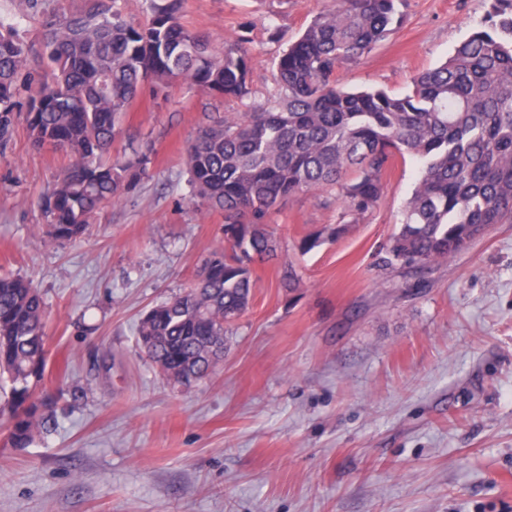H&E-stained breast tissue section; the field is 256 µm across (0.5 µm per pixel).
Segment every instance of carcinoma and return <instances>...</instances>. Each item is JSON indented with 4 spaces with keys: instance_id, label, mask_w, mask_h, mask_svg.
Masks as SVG:
<instances>
[{
    "instance_id": "cac0c4a2",
    "label": "carcinoma",
    "mask_w": 512,
    "mask_h": 512,
    "mask_svg": "<svg viewBox=\"0 0 512 512\" xmlns=\"http://www.w3.org/2000/svg\"><path fill=\"white\" fill-rule=\"evenodd\" d=\"M119 2L86 0L47 21L44 73L30 66L32 47L0 22V143L23 115L35 148L69 159L44 202L49 235L62 243L80 240L100 206L130 193L144 171L141 160L108 156L142 83L187 80L206 95L248 96L240 41H224L217 54L208 36L180 23L176 4L157 0L150 22L135 28ZM400 22L396 0H336L278 57L275 97L212 118L189 141L191 202L224 212V248L139 321L138 344L166 380L190 387L216 373L229 328L252 299L254 262L277 255L268 217L292 196L334 200L339 218L328 234L336 237L376 206L398 161L417 160L385 268L422 269L512 224V0H490L484 24L414 77L407 94L344 88L340 64L370 53ZM279 283L299 287L293 265L280 266ZM46 327L41 292L1 276L0 371L10 388L0 428L13 448L56 424L31 388L47 366Z\"/></svg>"
}]
</instances>
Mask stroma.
Listing matches in <instances>:
<instances>
[{
    "instance_id": "35a3bbf8",
    "label": "stroma",
    "mask_w": 512,
    "mask_h": 512,
    "mask_svg": "<svg viewBox=\"0 0 512 512\" xmlns=\"http://www.w3.org/2000/svg\"><path fill=\"white\" fill-rule=\"evenodd\" d=\"M216 47L241 38L244 99L187 81L144 85L112 144L146 156L138 187L105 204L79 241L47 234L42 202L66 161L25 125L0 150V274L48 305L50 362L36 398L57 425L28 448L0 436V512H512V224L422 270L382 267L418 177L407 159L377 206L302 254L335 223L324 194L269 217L277 260L255 265L253 298L216 375L168 383L137 344L143 311L187 288L224 238V215L189 200L185 148L207 113L277 93V56L333 0H178ZM84 0H0L27 42ZM488 0H399L402 23L339 70L350 89L405 93L487 14ZM293 263L300 287L281 288Z\"/></svg>"
}]
</instances>
